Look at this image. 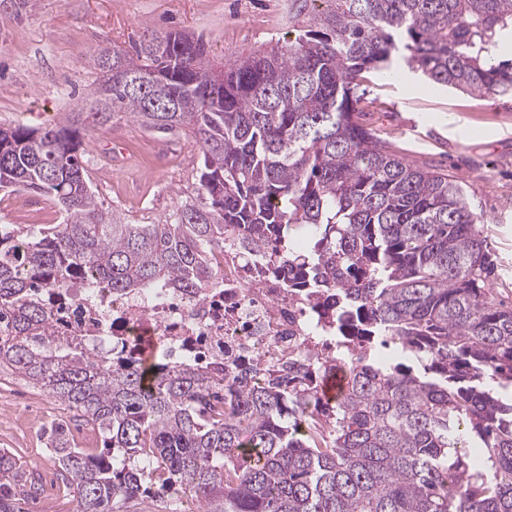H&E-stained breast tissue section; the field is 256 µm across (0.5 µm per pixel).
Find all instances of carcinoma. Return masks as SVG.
Listing matches in <instances>:
<instances>
[{
  "label": "carcinoma",
  "instance_id": "cac0c4a2",
  "mask_svg": "<svg viewBox=\"0 0 512 512\" xmlns=\"http://www.w3.org/2000/svg\"><path fill=\"white\" fill-rule=\"evenodd\" d=\"M294 40L211 76L180 31L112 50L89 111L0 125V188L68 219L0 224V372L76 409L103 438L48 440L76 512H512V309L456 176L366 125L358 89L382 64L473 97L512 96V0H331ZM127 117L187 131L196 198L133 224L91 191L82 136ZM287 271L326 316L336 354L286 376L112 362L54 334L34 295L80 280L115 293L198 294L235 243ZM339 373L334 399L322 382ZM32 471L0 449V512H25Z\"/></svg>",
  "mask_w": 512,
  "mask_h": 512
}]
</instances>
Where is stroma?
<instances>
[{
	"mask_svg": "<svg viewBox=\"0 0 512 512\" xmlns=\"http://www.w3.org/2000/svg\"><path fill=\"white\" fill-rule=\"evenodd\" d=\"M309 20L295 14L291 0H0V123L58 124L65 113L89 108L99 77L94 57L154 32L200 36L210 59L229 65L294 39ZM363 87L368 123L401 156L433 162L465 183L496 263L493 295L512 308V98H476L377 72ZM83 148L99 201L130 221L158 223L195 191L200 158L185 134L148 131L122 118L85 136ZM65 220L46 197L0 191V224ZM54 423L77 443L101 448L100 438L82 433L76 410L0 373V448L39 473L41 492L30 512L76 510L59 493L57 462L42 456Z\"/></svg>",
	"mask_w": 512,
	"mask_h": 512,
	"instance_id": "1",
	"label": "stroma"
}]
</instances>
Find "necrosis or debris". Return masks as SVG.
Segmentation results:
<instances>
[{
	"label": "necrosis or debris",
	"instance_id": "4bbe7bcc",
	"mask_svg": "<svg viewBox=\"0 0 512 512\" xmlns=\"http://www.w3.org/2000/svg\"><path fill=\"white\" fill-rule=\"evenodd\" d=\"M222 282L201 295L170 288L115 293L106 288L43 289L59 336L111 347L113 359L169 366L278 369L298 353L316 329L319 312L291 297L282 274L246 253L225 250L217 258Z\"/></svg>",
	"mask_w": 512,
	"mask_h": 512
}]
</instances>
